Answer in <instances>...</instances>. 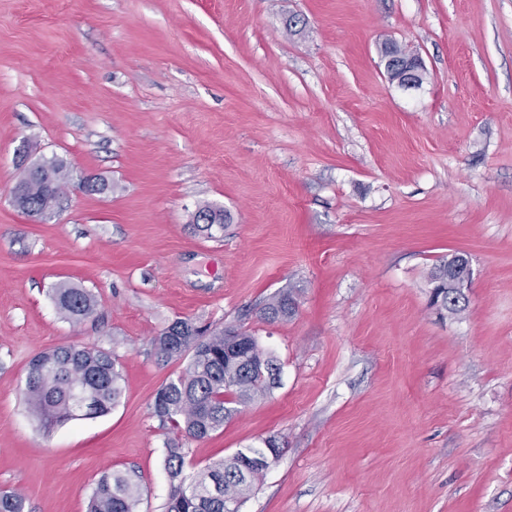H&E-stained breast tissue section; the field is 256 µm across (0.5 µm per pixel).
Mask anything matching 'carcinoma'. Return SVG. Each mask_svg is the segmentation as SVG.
<instances>
[{"label": "carcinoma", "instance_id": "obj_1", "mask_svg": "<svg viewBox=\"0 0 512 512\" xmlns=\"http://www.w3.org/2000/svg\"><path fill=\"white\" fill-rule=\"evenodd\" d=\"M71 167L61 158L40 159L21 170L11 190L13 205L34 216L59 207V191L69 182ZM228 216L210 204L192 213L194 228L212 238L224 230ZM461 255L439 260L431 272L434 299L448 307V268L462 262ZM58 312L70 323L79 324L98 306L85 288L60 283L51 289ZM297 308L291 290H282L259 309L271 321L292 317ZM156 353L166 359L189 358L177 378L162 384L153 399V413L181 435L204 439L222 429L240 407L266 396L277 385L274 359L258 346L254 336L239 325L211 331L189 319L178 318L152 340ZM123 395L118 358L107 351L87 346H63L42 352L29 363L22 389L28 410L45 429L65 422L94 418L117 406ZM244 448L218 460L199 474L185 473L186 451L180 444L166 446L165 468L169 491L165 512H240L261 473L253 469L256 459L272 455L270 445ZM141 488L132 477L118 471L103 475L96 483L88 512H138ZM0 512H26V498L13 490L0 491Z\"/></svg>", "mask_w": 512, "mask_h": 512}]
</instances>
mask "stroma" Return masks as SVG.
Returning <instances> with one entry per match:
<instances>
[{
    "instance_id": "1",
    "label": "stroma",
    "mask_w": 512,
    "mask_h": 512,
    "mask_svg": "<svg viewBox=\"0 0 512 512\" xmlns=\"http://www.w3.org/2000/svg\"><path fill=\"white\" fill-rule=\"evenodd\" d=\"M388 41L418 89L389 81ZM25 141L72 167L41 222L10 197ZM203 203L231 215L219 238L189 225ZM455 252L453 315L429 275ZM63 282L99 301L80 325ZM284 288L295 315L261 319ZM178 318L244 325L280 367L181 440L192 474L277 439L241 512H512V0H0V490L87 512L121 470L165 512L152 403L186 362L152 340ZM70 344L115 353L123 396L46 432L21 390ZM464 259L461 255L448 254L439 260L431 272L434 299L447 311L449 301L456 296H463L472 283L473 269L470 261L457 265ZM452 266L455 267L448 270ZM51 298L58 312L72 324H80L98 306L97 299L90 291L68 283H60L52 288Z\"/></svg>"
}]
</instances>
